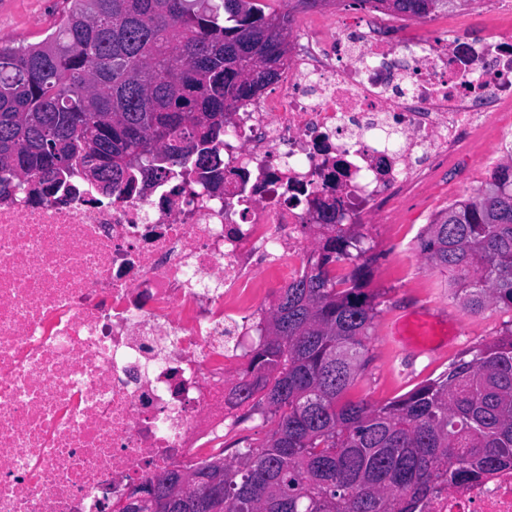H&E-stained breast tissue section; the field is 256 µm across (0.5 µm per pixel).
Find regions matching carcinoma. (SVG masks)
<instances>
[{
	"instance_id": "carcinoma-1",
	"label": "carcinoma",
	"mask_w": 512,
	"mask_h": 512,
	"mask_svg": "<svg viewBox=\"0 0 512 512\" xmlns=\"http://www.w3.org/2000/svg\"><path fill=\"white\" fill-rule=\"evenodd\" d=\"M36 44L0 42V193L37 177L42 200L92 171L103 189L136 167H200L224 118L276 82L291 9L266 0H65ZM428 16L439 0H379ZM310 273L277 293L232 389L273 424L267 440L214 454L183 478L156 477L164 512H422L429 496L512 469V320L448 370L383 404L348 397L374 320L365 236L334 225ZM431 268L452 275L468 314L512 312V160L484 190L441 210L418 236ZM350 269L336 276V262Z\"/></svg>"
}]
</instances>
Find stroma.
Wrapping results in <instances>:
<instances>
[{
    "label": "stroma",
    "instance_id": "obj_1",
    "mask_svg": "<svg viewBox=\"0 0 512 512\" xmlns=\"http://www.w3.org/2000/svg\"><path fill=\"white\" fill-rule=\"evenodd\" d=\"M64 0H0V40L22 44L42 41L58 23ZM494 149L491 134L471 145L474 168L446 172L428 189L417 209L397 212L396 232L384 240H368L375 258L368 286L376 296L379 314L368 342V362L350 390L351 397L381 404L401 396L422 381L437 377L477 343L493 340L512 314L489 309L474 316L459 313L452 337L435 327L432 349L407 352L388 345L401 316L417 308H454L447 275L432 269L417 246V237L444 207V195L467 198L486 186L481 164Z\"/></svg>",
    "mask_w": 512,
    "mask_h": 512
}]
</instances>
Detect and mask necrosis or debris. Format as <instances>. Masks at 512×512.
<instances>
[{"mask_svg":"<svg viewBox=\"0 0 512 512\" xmlns=\"http://www.w3.org/2000/svg\"><path fill=\"white\" fill-rule=\"evenodd\" d=\"M326 25L297 10L273 92L224 126L215 172L174 165L111 194L73 181L0 197V512H100L134 482L199 465L247 420L225 323L258 331L316 254L320 204L388 234L468 142L512 155V21L423 37L383 14ZM424 512H512V470L429 497Z\"/></svg>","mask_w":512,"mask_h":512,"instance_id":"4bbe7bcc","label":"necrosis or debris"}]
</instances>
